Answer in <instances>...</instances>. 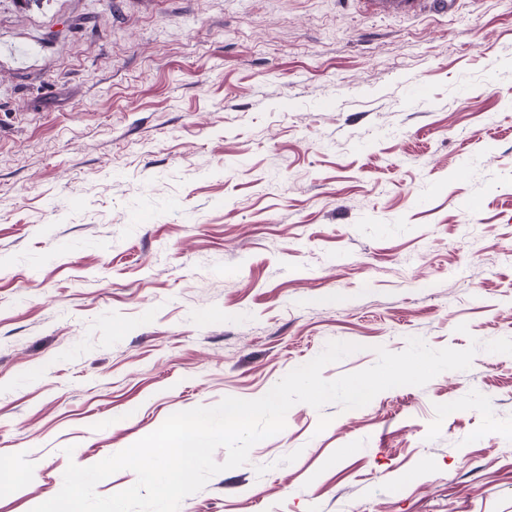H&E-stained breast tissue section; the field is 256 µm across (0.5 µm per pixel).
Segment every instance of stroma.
<instances>
[{
  "mask_svg": "<svg viewBox=\"0 0 512 512\" xmlns=\"http://www.w3.org/2000/svg\"><path fill=\"white\" fill-rule=\"evenodd\" d=\"M412 337L512 338V0H0V512ZM179 512H512V355L295 404ZM367 10H379L381 12H409L421 7L424 0H359Z\"/></svg>",
  "mask_w": 512,
  "mask_h": 512,
  "instance_id": "stroma-1",
  "label": "stroma"
}]
</instances>
